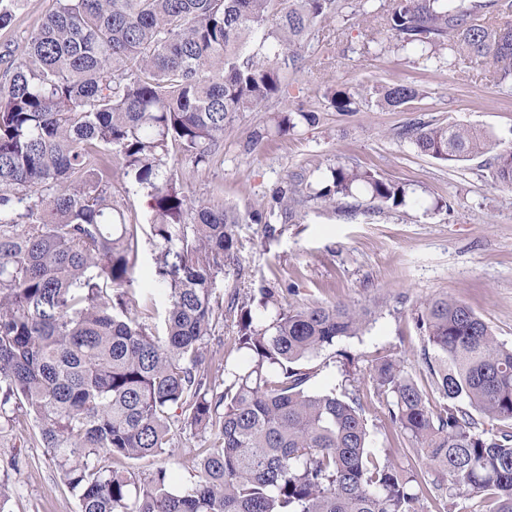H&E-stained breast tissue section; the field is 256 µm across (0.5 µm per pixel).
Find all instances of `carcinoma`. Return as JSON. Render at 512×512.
Wrapping results in <instances>:
<instances>
[{"instance_id":"carcinoma-1","label":"carcinoma","mask_w":512,"mask_h":512,"mask_svg":"<svg viewBox=\"0 0 512 512\" xmlns=\"http://www.w3.org/2000/svg\"><path fill=\"white\" fill-rule=\"evenodd\" d=\"M339 0H57L9 61L0 82V418L29 416L30 444L57 462L79 512H418L447 482L512 512V347L447 295L417 313L433 391L396 359L376 363L374 393L416 453L400 468L371 450L360 397L311 392L301 363L359 335L371 313L342 302L285 307L272 288L238 309V343L251 356L225 386L203 345L216 312L219 260L242 223L231 207L194 199L168 175L170 147L196 168L213 161L236 117L285 91L317 25ZM512 0H393L380 16L388 41L427 62L488 60L492 82L512 86V25L492 24ZM398 109L413 83L376 90ZM359 92L330 105L356 111ZM314 110L279 112L275 133L314 126ZM415 149L448 162L489 156L512 186V147L460 123H419ZM121 181L148 190L157 275L169 294L165 333L138 320L120 291L135 265L141 225L114 205ZM287 176L273 196L283 222L309 197L326 206L364 192L377 206L405 189L336 165L314 183ZM443 403L434 407L431 393ZM467 407H462L461 402ZM210 436L193 479L175 487L159 467L111 468L170 447L168 411Z\"/></svg>"}]
</instances>
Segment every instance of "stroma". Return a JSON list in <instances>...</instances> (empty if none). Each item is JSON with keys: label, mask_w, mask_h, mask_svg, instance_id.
<instances>
[{"label": "stroma", "mask_w": 512, "mask_h": 512, "mask_svg": "<svg viewBox=\"0 0 512 512\" xmlns=\"http://www.w3.org/2000/svg\"><path fill=\"white\" fill-rule=\"evenodd\" d=\"M389 3L345 0L342 13L320 24L304 61L289 71L285 94L240 114L225 131L215 164L205 170L179 164L171 173L194 196L268 217L237 226L234 260L213 283L219 309L206 346L223 363L216 379H229L249 362L237 344V311L257 288L276 289L286 306L340 301L368 309L371 321L362 334L304 362L310 375L306 387L359 394L375 452L404 467L414 452L374 394L372 364L385 356L399 358L410 377L429 386L426 341L414 317L421 301L442 293L470 306L500 342L512 346V187L493 178L486 157L448 163L424 156L403 130L431 120L463 123L512 145V90L489 82L486 62L462 59L452 68H426L416 64L412 51L397 49L386 38L367 41L376 14ZM55 6V0H19L10 26L0 29V76L5 54H19L27 34ZM396 82L414 83L419 97L396 110L378 105L373 88ZM364 87L371 93L357 111L330 106L333 91ZM286 107L317 111L321 120L246 150L250 133L270 126ZM338 163L403 185L407 205L373 211L358 196L338 199L332 209L308 202L288 223L271 214L272 194L288 174ZM157 254L152 241L140 237L124 289L136 297L153 296L147 323L159 330L168 297L156 289ZM171 420L172 446L165 454L119 458L116 467L146 475L163 466L174 483L190 479L191 451L207 441L180 412ZM31 431L28 424L0 430V483L11 492L7 512H78L77 497L46 449L30 447Z\"/></svg>", "instance_id": "stroma-1"}]
</instances>
